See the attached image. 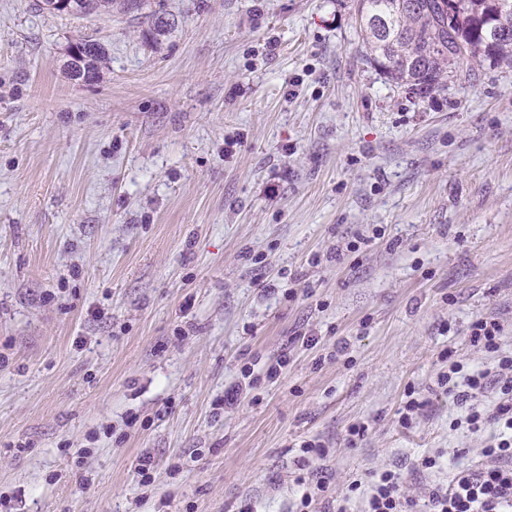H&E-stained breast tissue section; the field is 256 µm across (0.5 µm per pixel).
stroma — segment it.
<instances>
[{
	"instance_id": "stroma-1",
	"label": "stroma",
	"mask_w": 512,
	"mask_h": 512,
	"mask_svg": "<svg viewBox=\"0 0 512 512\" xmlns=\"http://www.w3.org/2000/svg\"><path fill=\"white\" fill-rule=\"evenodd\" d=\"M490 316L512 354V68L409 99L354 0H0L6 512H298L301 476L334 512L384 469L420 496L498 433L452 428L437 386L445 351L496 365L469 342ZM76 48L78 54L69 53L68 69L71 77H76L84 73L88 76L86 81H93L97 78L99 68L105 59V52L101 45L92 41H84L72 46Z\"/></svg>"
}]
</instances>
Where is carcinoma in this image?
<instances>
[{"label":"carcinoma","instance_id":"1","mask_svg":"<svg viewBox=\"0 0 512 512\" xmlns=\"http://www.w3.org/2000/svg\"><path fill=\"white\" fill-rule=\"evenodd\" d=\"M112 0H68L66 13L107 11ZM366 56L396 87L423 101L471 79L475 64L512 66V0H456L447 18L439 0H356ZM69 73L97 78L101 45H74Z\"/></svg>","mask_w":512,"mask_h":512}]
</instances>
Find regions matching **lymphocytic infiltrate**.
<instances>
[{
  "instance_id": "1",
  "label": "lymphocytic infiltrate",
  "mask_w": 512,
  "mask_h": 512,
  "mask_svg": "<svg viewBox=\"0 0 512 512\" xmlns=\"http://www.w3.org/2000/svg\"><path fill=\"white\" fill-rule=\"evenodd\" d=\"M502 328L497 320L477 319L471 325L472 346L498 354L495 372L468 373L462 362H451L438 379L443 392L466 403L461 419L468 430L477 432L486 423L497 424L496 440L482 448L480 468L453 473L447 484L428 486L429 512H512V355H499ZM495 386L497 400L492 410L476 402L478 394ZM362 496V512H414L415 501L406 491L404 477L386 469L374 474L369 485L351 481L341 495L336 512H348L347 505Z\"/></svg>"
}]
</instances>
